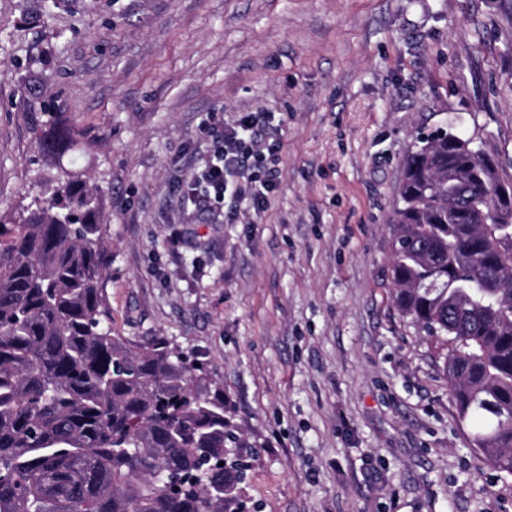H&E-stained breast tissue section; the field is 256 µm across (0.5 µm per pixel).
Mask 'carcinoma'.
Masks as SVG:
<instances>
[{
	"instance_id": "obj_1",
	"label": "carcinoma",
	"mask_w": 512,
	"mask_h": 512,
	"mask_svg": "<svg viewBox=\"0 0 512 512\" xmlns=\"http://www.w3.org/2000/svg\"><path fill=\"white\" fill-rule=\"evenodd\" d=\"M394 209L401 312L447 353L443 372L473 445L512 452V241L502 182L451 129L417 139ZM111 260L94 195L68 179L0 224V512H245L224 392L157 340L112 333Z\"/></svg>"
}]
</instances>
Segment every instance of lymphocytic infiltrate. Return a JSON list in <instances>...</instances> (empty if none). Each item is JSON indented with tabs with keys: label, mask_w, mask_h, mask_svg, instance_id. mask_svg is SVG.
I'll list each match as a JSON object with an SVG mask.
<instances>
[{
	"label": "lymphocytic infiltrate",
	"mask_w": 512,
	"mask_h": 512,
	"mask_svg": "<svg viewBox=\"0 0 512 512\" xmlns=\"http://www.w3.org/2000/svg\"><path fill=\"white\" fill-rule=\"evenodd\" d=\"M281 149L270 114L250 112L213 122L201 163L179 187L180 207L205 214L227 204L228 224L245 213L265 212L280 179Z\"/></svg>",
	"instance_id": "obj_1"
}]
</instances>
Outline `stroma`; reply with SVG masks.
Returning <instances> with one entry per match:
<instances>
[{"instance_id": "35a3bbf8", "label": "stroma", "mask_w": 512, "mask_h": 512, "mask_svg": "<svg viewBox=\"0 0 512 512\" xmlns=\"http://www.w3.org/2000/svg\"><path fill=\"white\" fill-rule=\"evenodd\" d=\"M239 112L280 126L268 210L181 212ZM447 124L512 180V0H0V224L67 175L96 192L113 333L203 363L257 512H512L394 301L401 166Z\"/></svg>"}]
</instances>
